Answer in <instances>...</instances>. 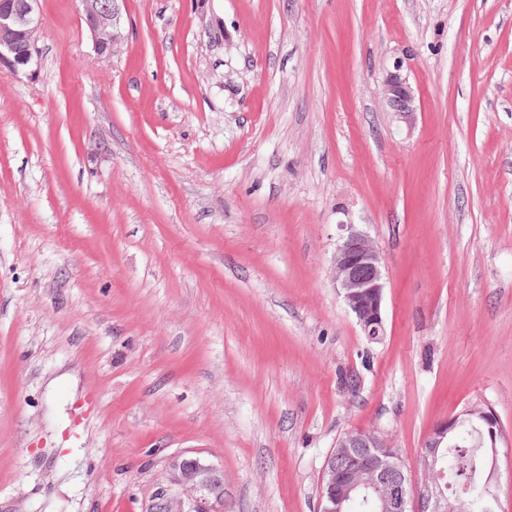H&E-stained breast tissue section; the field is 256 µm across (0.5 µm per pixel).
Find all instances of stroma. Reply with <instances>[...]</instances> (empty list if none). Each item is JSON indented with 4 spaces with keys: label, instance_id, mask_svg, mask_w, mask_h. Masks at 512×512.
I'll return each instance as SVG.
<instances>
[{
    "label": "stroma",
    "instance_id": "1",
    "mask_svg": "<svg viewBox=\"0 0 512 512\" xmlns=\"http://www.w3.org/2000/svg\"><path fill=\"white\" fill-rule=\"evenodd\" d=\"M39 8L34 72H0V512H149L183 451L224 512H318L348 430L415 485L468 405L512 437V0H123L106 58L79 0ZM394 67L395 70L389 71L383 81L384 99L390 112L410 123L417 112L414 91L408 79L400 73L401 66ZM341 228L344 234L332 259L334 282L364 336L378 342L385 330L382 255L355 224H343Z\"/></svg>",
    "mask_w": 512,
    "mask_h": 512
}]
</instances>
